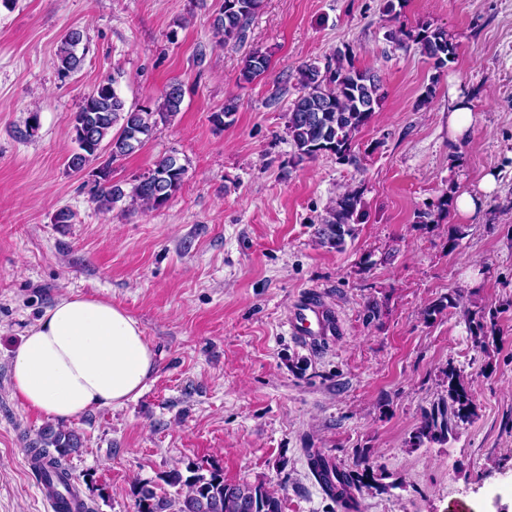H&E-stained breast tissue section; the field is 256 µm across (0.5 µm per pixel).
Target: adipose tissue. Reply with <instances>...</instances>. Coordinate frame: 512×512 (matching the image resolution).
Here are the masks:
<instances>
[{"mask_svg":"<svg viewBox=\"0 0 512 512\" xmlns=\"http://www.w3.org/2000/svg\"><path fill=\"white\" fill-rule=\"evenodd\" d=\"M153 349L138 321L110 301L58 298L25 332L10 361L24 406L58 423L123 405L146 386Z\"/></svg>","mask_w":512,"mask_h":512,"instance_id":"1","label":"adipose tissue"}]
</instances>
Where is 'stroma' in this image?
I'll list each match as a JSON object with an SVG mask.
<instances>
[{"mask_svg": "<svg viewBox=\"0 0 512 512\" xmlns=\"http://www.w3.org/2000/svg\"><path fill=\"white\" fill-rule=\"evenodd\" d=\"M221 3L0 5V512H48L28 463L48 420L13 396L9 364L66 293L123 308L155 352L138 396L71 424L82 446L67 464L90 512H136V485L188 460L265 482L284 512H340L310 472L311 448L344 468L366 450L383 468L388 491L362 489L360 512H512V0H265L229 47L211 27ZM427 25L456 45L444 67L387 38ZM72 28L85 61L64 78L56 52ZM256 49L271 68L240 82ZM339 50L378 74L382 101L354 137L356 163L298 159L287 131L297 71ZM115 74L130 106L172 82L184 90L173 120L112 166L123 184L177 152L187 174L163 208L99 212L87 175L67 166L70 115ZM229 98L237 109L216 125ZM461 102L473 124L454 143L448 115ZM487 173L497 186L485 194ZM348 187L362 191L363 215L341 248L324 246L315 230ZM463 191L482 196L473 216L419 223L418 211ZM62 209L69 223H55ZM313 290L341 331L307 346L286 320ZM457 292L464 308L424 318ZM468 308L498 314L487 351L472 347ZM450 363L476 415L446 441L414 445Z\"/></svg>", "mask_w": 512, "mask_h": 512, "instance_id": "stroma-1", "label": "stroma"}]
</instances>
